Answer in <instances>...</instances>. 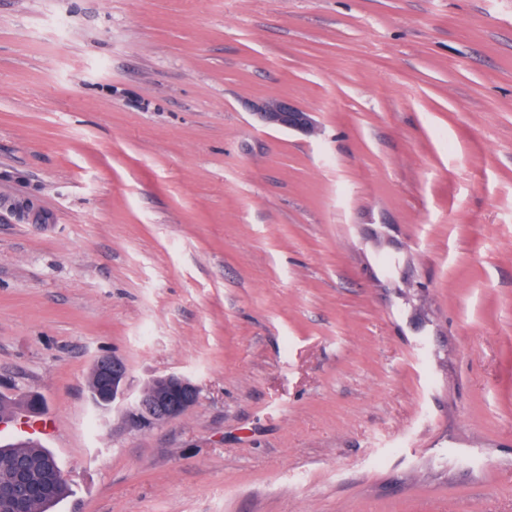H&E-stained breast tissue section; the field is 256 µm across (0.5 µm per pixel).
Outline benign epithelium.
I'll list each match as a JSON object with an SVG mask.
<instances>
[{"label":"benign epithelium","mask_w":512,"mask_h":512,"mask_svg":"<svg viewBox=\"0 0 512 512\" xmlns=\"http://www.w3.org/2000/svg\"><path fill=\"white\" fill-rule=\"evenodd\" d=\"M253 115L263 125L309 133L315 127L314 114L287 99H268L255 106ZM96 365L105 374L112 392V407L123 410L126 421L135 428L164 425L197 404L200 387L191 378L170 373L157 378L163 388L131 395L129 370L116 355H102Z\"/></svg>","instance_id":"7a95c632"}]
</instances>
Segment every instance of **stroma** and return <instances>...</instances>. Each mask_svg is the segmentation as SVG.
Masks as SVG:
<instances>
[{
    "mask_svg": "<svg viewBox=\"0 0 512 512\" xmlns=\"http://www.w3.org/2000/svg\"><path fill=\"white\" fill-rule=\"evenodd\" d=\"M0 198L53 512H512V0H0ZM263 125L287 129L300 133H310L315 127L313 112L298 107L288 99H268L255 106L252 112ZM96 365L105 374L112 392V408H121L126 421L135 428H153L164 425L197 404L200 387L188 376L170 373L150 382L159 381L163 388L142 391L132 398L129 370L122 358L114 354L102 355ZM91 366L88 392L99 404L108 402L104 392L105 376Z\"/></svg>",
    "mask_w": 512,
    "mask_h": 512,
    "instance_id": "35a3bbf8",
    "label": "stroma"
}]
</instances>
